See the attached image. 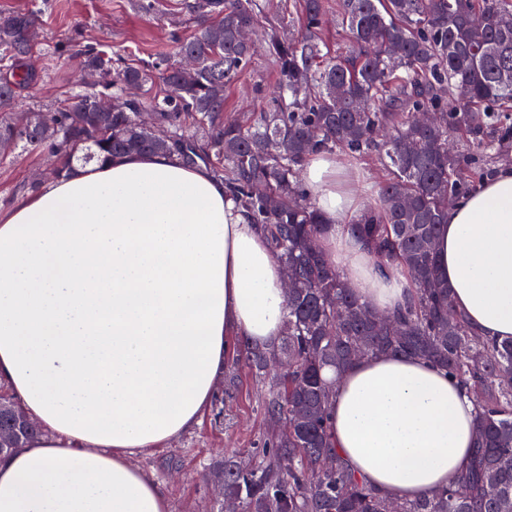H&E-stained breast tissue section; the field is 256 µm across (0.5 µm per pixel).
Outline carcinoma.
I'll return each mask as SVG.
<instances>
[{
  "label": "carcinoma",
  "mask_w": 512,
  "mask_h": 512,
  "mask_svg": "<svg viewBox=\"0 0 512 512\" xmlns=\"http://www.w3.org/2000/svg\"><path fill=\"white\" fill-rule=\"evenodd\" d=\"M324 0H304V32L288 36L279 18L262 32L279 82L273 105L246 119L224 112V91L249 65L254 43L239 39L271 9L268 0H198L212 17L179 42L196 77L177 61L113 72L112 55L75 53L95 81L60 101L54 122L28 127L15 111L19 89L35 75L34 11L0 14V153L21 146L48 150L59 177L77 156L86 163L127 153H167L224 178L227 194L264 234L294 288L279 344L248 346L234 364L257 374L271 364L274 389L261 409L269 431L260 447L214 468L221 493L212 512L232 500L239 512H512V341L476 334L452 309L437 273L436 241L448 205L493 176L492 156L509 137L488 131L512 118V0H336L349 56L323 52ZM484 16L475 25L471 17ZM163 95L129 103L124 89L156 82ZM115 101L99 120L96 100ZM368 100L358 111L352 98ZM149 112L153 125L140 114ZM429 112L427 125L415 123ZM169 139H159L154 128ZM377 153L387 178L352 231L379 265L396 263L414 293L405 309L373 314L325 260L322 218L299 181L317 153ZM416 356L445 367L476 411L469 466L431 495L398 501L378 495L331 446L328 406L340 371L357 354Z\"/></svg>",
  "instance_id": "1"
}]
</instances>
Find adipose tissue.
Listing matches in <instances>:
<instances>
[{
	"mask_svg": "<svg viewBox=\"0 0 512 512\" xmlns=\"http://www.w3.org/2000/svg\"><path fill=\"white\" fill-rule=\"evenodd\" d=\"M303 184L327 261L370 311L402 307L409 278L349 229L354 166L314 155ZM436 249L454 307L512 340V165L449 206ZM285 303L282 266L223 178L165 153L72 165L0 212V385L42 427L0 458V512H168L133 456L200 423L229 350L276 345ZM330 412L334 448L390 499L445 486L474 444L470 399L413 356L352 362Z\"/></svg>",
	"mask_w": 512,
	"mask_h": 512,
	"instance_id": "ef3b65f1",
	"label": "adipose tissue"
}]
</instances>
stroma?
Masks as SVG:
<instances>
[{
	"mask_svg": "<svg viewBox=\"0 0 512 512\" xmlns=\"http://www.w3.org/2000/svg\"><path fill=\"white\" fill-rule=\"evenodd\" d=\"M136 0H0V12L37 10L39 43L31 64L37 74L33 87L21 89L22 109L46 112L80 79L75 50L92 46L117 55L121 65H140L172 54L179 39L196 29L200 18L196 0H158L157 11L137 10ZM278 72L265 52L225 92V111L237 114L266 109ZM44 151L16 150L0 161V209L6 210L21 197V184L31 172L48 164ZM240 386L225 398L222 422L206 414L200 425L166 447L134 456L135 465L151 473L164 488L170 512H209L210 463L228 453L257 447L266 425L261 403L269 382L249 369L239 372Z\"/></svg>",
	"mask_w": 512,
	"mask_h": 512,
	"instance_id": "stroma-1",
	"label": "stroma"
}]
</instances>
